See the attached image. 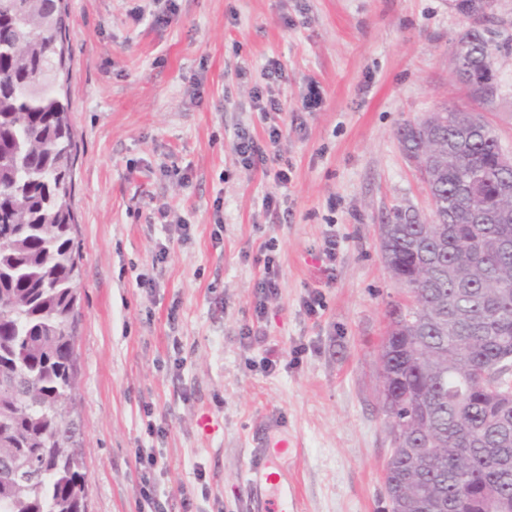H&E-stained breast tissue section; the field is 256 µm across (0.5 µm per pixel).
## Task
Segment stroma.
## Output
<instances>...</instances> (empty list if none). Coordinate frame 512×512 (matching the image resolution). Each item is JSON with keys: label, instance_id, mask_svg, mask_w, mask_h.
<instances>
[{"label": "stroma", "instance_id": "35a3bbf8", "mask_svg": "<svg viewBox=\"0 0 512 512\" xmlns=\"http://www.w3.org/2000/svg\"><path fill=\"white\" fill-rule=\"evenodd\" d=\"M174 4L165 25L159 0H67L88 512H149L145 480L168 512L185 498L193 512H251L243 474L275 417L288 428L281 465L296 512H389L378 357L387 312L407 296L385 268L379 226L397 207L430 211L396 131L457 105L512 150V0H494L486 25L497 84L486 100L453 74V46L473 25L456 0ZM271 60L285 68L269 86L285 108L284 188L233 148L242 127L266 138L252 92ZM267 195L281 213L263 210ZM271 240L279 288L260 320ZM316 289L315 318L304 302ZM247 327L265 346L249 345ZM151 419L162 435H148ZM150 448L155 469L137 461Z\"/></svg>", "mask_w": 512, "mask_h": 512}]
</instances>
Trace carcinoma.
<instances>
[{
  "instance_id": "cac0c4a2",
  "label": "carcinoma",
  "mask_w": 512,
  "mask_h": 512,
  "mask_svg": "<svg viewBox=\"0 0 512 512\" xmlns=\"http://www.w3.org/2000/svg\"><path fill=\"white\" fill-rule=\"evenodd\" d=\"M64 0H0V512H87L86 474L72 416L78 382L79 246L73 211L78 144L66 63ZM493 0H457L476 20L463 38L459 80L494 86L481 23ZM432 200L429 216L394 209L379 225L384 264L411 303L389 311L381 386L394 446L386 484L409 477L408 506L391 512H478L488 489L512 512V170L479 114L442 107L398 131ZM32 479L16 481L14 461Z\"/></svg>"
}]
</instances>
